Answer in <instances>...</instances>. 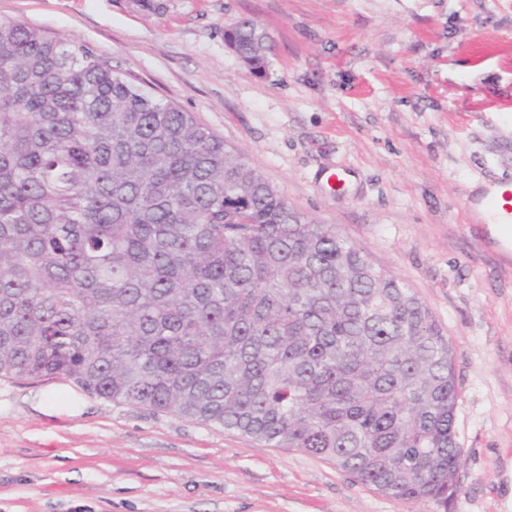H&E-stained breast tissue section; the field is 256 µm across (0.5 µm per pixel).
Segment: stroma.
I'll return each mask as SVG.
<instances>
[{"mask_svg":"<svg viewBox=\"0 0 512 512\" xmlns=\"http://www.w3.org/2000/svg\"><path fill=\"white\" fill-rule=\"evenodd\" d=\"M184 111L410 288L452 344L462 464L407 504L296 448L0 378V512H512V249L472 184L512 178V0H0ZM267 34L253 73L224 43ZM348 169L335 192L330 171Z\"/></svg>","mask_w":512,"mask_h":512,"instance_id":"35a3bbf8","label":"stroma"}]
</instances>
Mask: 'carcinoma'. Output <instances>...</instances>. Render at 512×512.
Segmentation results:
<instances>
[{
	"label": "carcinoma",
	"mask_w": 512,
	"mask_h": 512,
	"mask_svg": "<svg viewBox=\"0 0 512 512\" xmlns=\"http://www.w3.org/2000/svg\"><path fill=\"white\" fill-rule=\"evenodd\" d=\"M224 40L264 70L255 24ZM55 375L405 503L457 493L452 351L423 302L192 113L0 17V377Z\"/></svg>",
	"instance_id": "obj_1"
}]
</instances>
